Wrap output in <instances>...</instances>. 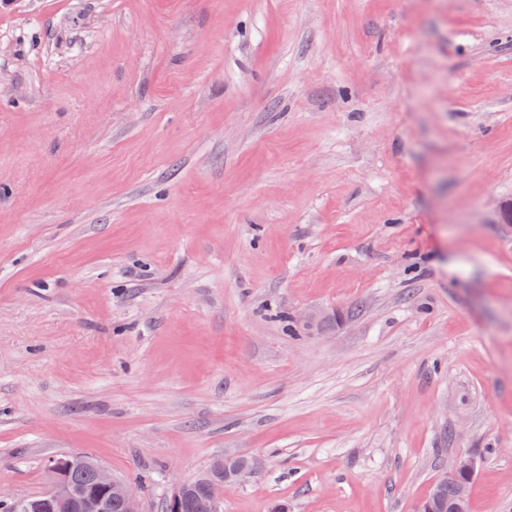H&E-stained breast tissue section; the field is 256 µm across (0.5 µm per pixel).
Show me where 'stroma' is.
Returning <instances> with one entry per match:
<instances>
[{"instance_id": "stroma-1", "label": "stroma", "mask_w": 512, "mask_h": 512, "mask_svg": "<svg viewBox=\"0 0 512 512\" xmlns=\"http://www.w3.org/2000/svg\"><path fill=\"white\" fill-rule=\"evenodd\" d=\"M510 203L512 0H0V494L512 512ZM73 466L77 467L70 471ZM49 468L55 474V482L46 495L58 503L59 512H103L104 498L118 501L123 512H142L139 487L129 481L117 479L93 457H61L51 461ZM89 468L95 473V482L94 474ZM69 471L67 483L66 476ZM94 483L99 494L87 495L79 502L74 500L69 485L76 493L84 495L94 490ZM25 500L28 512H58L55 504L44 495ZM122 508L113 501L109 512H122ZM220 464V463H219ZM216 464L204 476L190 481V490L183 498L188 482L175 479L171 483L170 490L167 493V511L168 512H210L211 501L213 511H218V501L224 489L239 485L256 477L265 469L264 460L259 457H251L247 466L238 467L225 466L224 479L211 482L212 498L210 501L209 480L220 477L223 472L222 465ZM219 465V466H218ZM182 501V504H181ZM181 504V510H180ZM165 511V504L163 506ZM475 471V462L471 457H459L455 460L452 468L440 476L435 482L438 484H443L448 482V484L443 485L442 487L433 486L430 490V493L425 498L426 502H430L434 505V511L437 512H451L448 509L453 505L455 501V484L459 481H467L469 480V476L466 474H460V472H466L471 475L474 474ZM458 475L456 480L448 481L454 479Z\"/></svg>"}]
</instances>
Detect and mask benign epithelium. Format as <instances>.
I'll return each instance as SVG.
<instances>
[{
    "label": "benign epithelium",
    "instance_id": "obj_1",
    "mask_svg": "<svg viewBox=\"0 0 512 512\" xmlns=\"http://www.w3.org/2000/svg\"><path fill=\"white\" fill-rule=\"evenodd\" d=\"M74 466H85L95 473V487L97 493L83 497L75 501L69 490L66 476ZM49 468L55 474V482L47 496L54 499L59 506V512H102L103 500L118 501L123 512H142L141 496L139 487L126 480H121L102 466L95 458L87 455H73L57 458L50 462ZM265 469L264 460L253 457L249 465L238 467H225L224 479L211 482L213 510H218V501L224 489L244 483ZM475 462L471 457H459L455 460L452 468L440 476L436 483L443 484L454 479L458 473L466 472L474 474ZM188 482L175 479L171 483L167 493L168 512H180V504L187 488Z\"/></svg>",
    "mask_w": 512,
    "mask_h": 512
}]
</instances>
